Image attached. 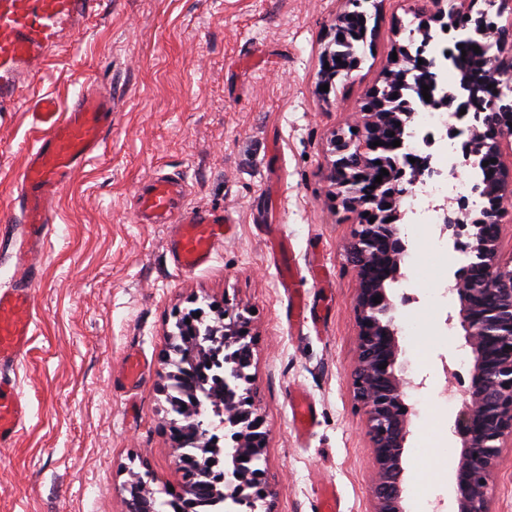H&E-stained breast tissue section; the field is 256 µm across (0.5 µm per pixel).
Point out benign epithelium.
<instances>
[{"label": "benign epithelium", "mask_w": 512, "mask_h": 512, "mask_svg": "<svg viewBox=\"0 0 512 512\" xmlns=\"http://www.w3.org/2000/svg\"><path fill=\"white\" fill-rule=\"evenodd\" d=\"M471 0H461L451 11L441 8V0H414V13L422 23L434 22L448 28L452 35L469 16ZM363 17L360 39L374 37L377 15L366 9L356 11ZM333 29L322 63L332 53H353L354 44L339 38ZM387 104L366 103L367 125L359 134L361 145L343 135L335 136L333 169L329 175L335 199L346 209L357 210L361 224L347 246L350 261L356 268L359 288L356 314L360 327L358 355L354 369L353 395L365 409V432L369 439L376 478L371 490L373 512H406L403 497V455L412 409L403 400L407 387L423 384L406 381L396 373L400 352L397 329L385 282L400 276L402 257L408 252L395 224L386 222L399 217L395 210L397 183H384L373 189L364 186V169L374 161L373 142L369 136L395 120L397 113L386 110ZM503 107L494 96L475 101V139L466 156L477 157L488 147L496 153L500 172L487 186L484 196L500 197L512 189V126L499 122L497 109ZM508 211L490 210L485 223L472 225L466 253L468 261L453 274L454 281L468 280L471 288L457 293L458 307L448 314L447 324L463 332L470 348V383L463 390L464 402L457 413L452 433L459 441V458L455 471L453 512H489L486 481L497 469L504 444H512V266L500 260L501 226ZM381 297L380 303L373 301ZM252 336L247 318L240 312L224 309V427L237 434L234 455L238 458L235 480L224 484L225 495L239 497L252 485L257 499L277 495L261 469L255 467L267 443L264 420L246 406L241 385L251 381ZM247 460H241V457ZM181 482L175 496L185 502V512H194L192 493L197 489L196 476L180 468ZM127 512H153L148 497L149 486L143 477L128 486Z\"/></svg>", "instance_id": "obj_1"}]
</instances>
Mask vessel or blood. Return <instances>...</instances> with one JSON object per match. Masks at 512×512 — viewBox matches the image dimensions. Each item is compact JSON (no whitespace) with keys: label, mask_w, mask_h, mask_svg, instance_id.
<instances>
[{"label":"vessel or blood","mask_w":512,"mask_h":512,"mask_svg":"<svg viewBox=\"0 0 512 512\" xmlns=\"http://www.w3.org/2000/svg\"><path fill=\"white\" fill-rule=\"evenodd\" d=\"M99 0H0V112L24 109L36 134L20 176V192L7 249L27 259L14 264L11 282L0 289V446L11 445L29 419V407L7 368L25 354L37 326L35 260L55 232L51 205L75 172L106 145L112 131V96L90 87L69 106L52 96L25 94V85L66 38L95 15ZM135 221L170 224L172 259L184 272L205 267L233 232L223 211L191 207L183 181L174 175L150 177L137 193ZM299 431L315 424L312 401L291 398Z\"/></svg>","instance_id":"obj_1"}]
</instances>
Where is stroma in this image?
<instances>
[{"label":"stroma","instance_id":"1","mask_svg":"<svg viewBox=\"0 0 512 512\" xmlns=\"http://www.w3.org/2000/svg\"><path fill=\"white\" fill-rule=\"evenodd\" d=\"M379 22L360 68L321 96L327 33L350 0H103L27 89L70 104L89 85L112 94L105 151L78 170L52 206L55 233L40 261L39 319L13 375L30 409L14 445L0 447V512H127L130 473L148 474L156 501L178 485V451L160 392L162 354L177 312L211 305L249 316L250 398L264 418L259 466L278 495L256 512H316L335 486L342 512H372L375 465L366 415L352 393L359 326L358 277L346 247L357 213L336 204L327 179L335 133L360 128L367 93L382 86L394 44L418 21L411 0H373ZM34 135L23 112L0 118V219L11 203ZM188 186L189 206L224 209L236 224L207 268L179 271L162 224H139L134 197L156 171ZM287 239L311 325H288L270 238ZM457 262L427 258L393 283L395 325L442 322L457 303L434 304ZM425 347L399 336L398 374L416 382L404 453L409 512L453 508L440 452L457 456L443 364L464 338L443 326ZM145 356L137 385L126 356ZM314 401L317 425L299 437L290 389ZM490 512H512V447L488 486Z\"/></svg>","mask_w":512,"mask_h":512}]
</instances>
